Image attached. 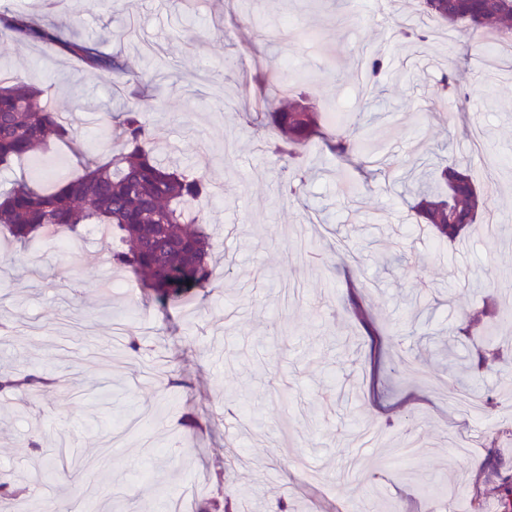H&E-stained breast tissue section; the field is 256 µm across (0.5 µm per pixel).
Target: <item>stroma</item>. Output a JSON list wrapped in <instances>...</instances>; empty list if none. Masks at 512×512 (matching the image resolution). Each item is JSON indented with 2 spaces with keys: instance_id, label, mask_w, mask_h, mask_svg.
I'll return each mask as SVG.
<instances>
[{
  "instance_id": "obj_1",
  "label": "stroma",
  "mask_w": 512,
  "mask_h": 512,
  "mask_svg": "<svg viewBox=\"0 0 512 512\" xmlns=\"http://www.w3.org/2000/svg\"><path fill=\"white\" fill-rule=\"evenodd\" d=\"M237 4L0 0L53 11L141 76L156 147L212 185L200 204L210 262L228 272L207 301L163 309L109 263L112 235L84 232L75 262L47 237L1 244L0 374L57 384L26 408L0 395V482L27 486L30 512H157L165 498L188 512L225 500L274 512L282 499L294 512H474L477 500L499 512L502 479L485 462L496 453L512 474V320L498 318L512 236L441 243L410 207L453 151L488 189L492 217L512 220V57L437 21L426 41L398 38L395 22L418 23L420 0H365L360 12L352 0H252L247 21ZM375 49L391 71L372 88L357 61ZM0 71L65 116L130 95L33 44L0 43ZM446 72L447 114L432 103ZM300 95L357 121L377 148L343 161L314 141L299 158L307 194L294 200L277 193L283 163L241 108L271 112ZM76 141L49 147L43 187L75 175L78 153L106 150L95 123ZM490 331L499 359L454 373ZM464 390L493 403L459 410ZM185 416L196 428L180 427ZM461 436L473 440L466 457ZM410 439L418 453L393 459ZM49 462L52 481L39 476Z\"/></svg>"
}]
</instances>
